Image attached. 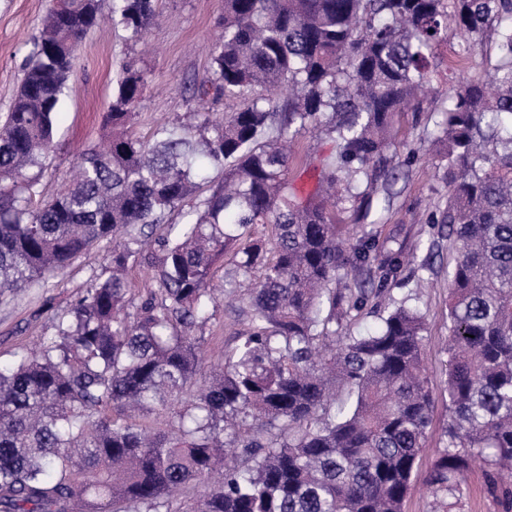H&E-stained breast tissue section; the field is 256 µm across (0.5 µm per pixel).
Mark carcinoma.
Masks as SVG:
<instances>
[{
  "mask_svg": "<svg viewBox=\"0 0 512 512\" xmlns=\"http://www.w3.org/2000/svg\"><path fill=\"white\" fill-rule=\"evenodd\" d=\"M140 41L157 0H53L9 111L0 116V289L30 287L94 244L113 242L39 353L0 364V512H403L434 407L424 315L382 304L399 255L373 237L336 240L327 208L389 181L394 119L424 111L448 28L457 63L481 56L491 83L448 76L433 140L448 184L440 224L448 273V425L426 480L452 512L466 474L512 512V0H224L221 33L194 97L241 107L196 129L133 131L147 84L126 65L109 104L108 145L80 155L50 200L38 178L78 48L103 13ZM333 142L313 190L291 187L290 147ZM223 181L200 203L208 172ZM167 224L159 250L147 232ZM271 226L265 238L257 226ZM246 288L249 331L187 392L214 302L213 267ZM157 287L133 306L131 258ZM376 287L335 288L349 272ZM385 316L346 327L368 298ZM171 414L149 432L138 418Z\"/></svg>",
  "mask_w": 512,
  "mask_h": 512,
  "instance_id": "1",
  "label": "carcinoma"
}]
</instances>
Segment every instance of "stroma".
Listing matches in <instances>:
<instances>
[{"instance_id": "obj_1", "label": "stroma", "mask_w": 512, "mask_h": 512, "mask_svg": "<svg viewBox=\"0 0 512 512\" xmlns=\"http://www.w3.org/2000/svg\"><path fill=\"white\" fill-rule=\"evenodd\" d=\"M51 5L52 0H0V113L8 111L19 89L32 39ZM221 11L222 0H159L160 16L142 45L127 41L124 32L106 17L91 29L79 49L59 115L58 147L39 172L45 194H54L67 183L82 150L106 139L109 130L104 116L126 63H136L150 73L135 119L137 135L150 137L154 126L164 121L197 124L190 89L209 67V49L217 36ZM438 119L435 112L396 116L392 164L398 175L387 185L389 209L373 205L367 220L360 219L351 204L333 210L336 235L342 241L355 242L365 231L376 238L382 251L402 254L405 262L390 295L397 301L407 300L426 316L424 364L436 401L404 512H432L435 506L425 477L448 422L444 342L448 335V273L456 251L452 239L437 225L448 197V187L440 179L439 159L431 148ZM330 147V141L318 134L298 138L290 164V176L298 190L313 189L314 168ZM111 255V242H102L45 283L1 296L0 361L36 351L52 334L56 317L82 295L92 273L107 264ZM247 312L246 302L240 300L218 303L198 333L209 348L232 349L248 331Z\"/></svg>"}]
</instances>
